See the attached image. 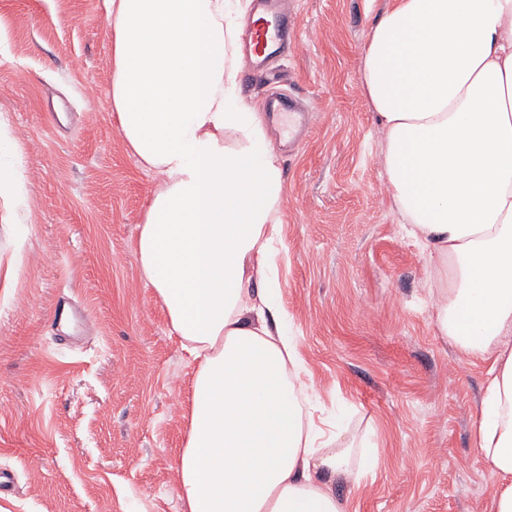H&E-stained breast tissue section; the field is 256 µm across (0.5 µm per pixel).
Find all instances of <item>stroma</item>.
<instances>
[{
  "mask_svg": "<svg viewBox=\"0 0 512 512\" xmlns=\"http://www.w3.org/2000/svg\"><path fill=\"white\" fill-rule=\"evenodd\" d=\"M391 0H295L299 44L274 60L315 111L287 152L279 303L309 371L314 421L374 445L339 484L350 512H486L497 477L474 422L484 370L439 336L427 253L387 191L385 134L362 83ZM105 0H0V140L18 192L0 197V512H181L177 456L197 364L171 336L134 251L157 183L111 108ZM28 232H21V225Z\"/></svg>",
  "mask_w": 512,
  "mask_h": 512,
  "instance_id": "obj_1",
  "label": "stroma"
}]
</instances>
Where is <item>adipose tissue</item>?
<instances>
[{
  "mask_svg": "<svg viewBox=\"0 0 512 512\" xmlns=\"http://www.w3.org/2000/svg\"><path fill=\"white\" fill-rule=\"evenodd\" d=\"M112 107L158 184L136 252L197 360L181 512H347L351 445L321 437L278 304L284 182L237 91L246 0H106ZM391 200L432 270L433 323L486 383L476 451L512 512V0H393L363 57Z\"/></svg>",
  "mask_w": 512,
  "mask_h": 512,
  "instance_id": "ef3b65f1",
  "label": "adipose tissue"
}]
</instances>
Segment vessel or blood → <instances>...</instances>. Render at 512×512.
Wrapping results in <instances>:
<instances>
[{
	"instance_id": "1",
	"label": "vessel or blood",
	"mask_w": 512,
	"mask_h": 512,
	"mask_svg": "<svg viewBox=\"0 0 512 512\" xmlns=\"http://www.w3.org/2000/svg\"><path fill=\"white\" fill-rule=\"evenodd\" d=\"M276 2L277 0H253L244 47L259 65L298 42L294 24L278 11ZM261 110L266 114L287 117L288 129L292 135L303 136L312 130L310 111L299 109L290 96L267 97L261 104Z\"/></svg>"
}]
</instances>
